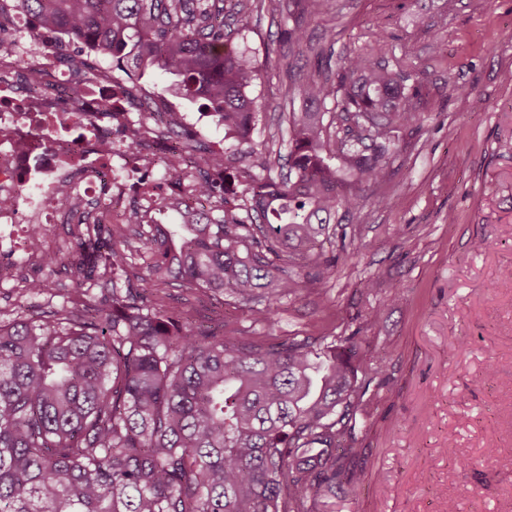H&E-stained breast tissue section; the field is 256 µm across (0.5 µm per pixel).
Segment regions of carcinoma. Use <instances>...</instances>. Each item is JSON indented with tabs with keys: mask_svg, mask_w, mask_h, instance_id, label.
I'll return each instance as SVG.
<instances>
[{
	"mask_svg": "<svg viewBox=\"0 0 512 512\" xmlns=\"http://www.w3.org/2000/svg\"><path fill=\"white\" fill-rule=\"evenodd\" d=\"M260 0H236L241 29ZM307 0H284L281 40L301 53ZM13 11L92 42L121 69L163 75L158 95L203 103L231 148L253 149L259 70L224 34L215 0H14ZM380 45L343 57L317 76L288 67V177L250 174L241 191L247 221L216 217L229 204L209 170L227 152L188 129L183 112L163 113L162 132L184 136L171 166L199 198L175 203L167 232L89 213L67 222L86 290L102 299L53 303L48 279L21 280L46 306L0 311V512H314L336 487L341 440L354 438L357 411L385 374L340 336L252 344L201 329L158 302L169 280L189 290L248 298L259 289L300 288L295 260L315 261L312 283L335 265L319 260L340 209L360 204L353 181L381 183L395 133L419 121L420 86L379 58ZM350 138L324 126L327 99ZM369 139L370 153L354 148ZM151 255L148 274L128 259Z\"/></svg>",
	"mask_w": 512,
	"mask_h": 512,
	"instance_id": "carcinoma-1",
	"label": "carcinoma"
}]
</instances>
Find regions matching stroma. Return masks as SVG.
Masks as SVG:
<instances>
[{"label":"stroma","instance_id":"stroma-1","mask_svg":"<svg viewBox=\"0 0 512 512\" xmlns=\"http://www.w3.org/2000/svg\"><path fill=\"white\" fill-rule=\"evenodd\" d=\"M282 24L279 0H264L237 41L260 71L261 152L234 173L288 172L287 142L269 140L287 62L311 73L383 38L390 68L423 87L420 120L398 131L388 181L359 183L360 206L338 212L324 245L334 276L302 281L273 322L235 295L177 283L167 302L254 343L351 336L367 364L384 365L388 383L371 386L343 444L353 489L326 493L317 512H446L450 499L460 512H512V467L497 463L512 458V286L497 282L512 266V0H309L303 52L287 59ZM480 239L487 249H474ZM380 305L382 321L366 326Z\"/></svg>","mask_w":512,"mask_h":512}]
</instances>
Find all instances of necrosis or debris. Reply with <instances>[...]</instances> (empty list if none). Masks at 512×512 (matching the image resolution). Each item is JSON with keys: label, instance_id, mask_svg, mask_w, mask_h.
Wrapping results in <instances>:
<instances>
[{"label": "necrosis or debris", "instance_id": "obj_1", "mask_svg": "<svg viewBox=\"0 0 512 512\" xmlns=\"http://www.w3.org/2000/svg\"><path fill=\"white\" fill-rule=\"evenodd\" d=\"M70 36L25 23L13 51L0 55V248L15 266L35 265L49 251L54 224L65 214L96 208L106 222L124 224L123 207L132 175L147 167L166 190L167 198L190 196V178L168 175L178 152L175 136L155 135L160 114L139 108L151 123H139V136L149 138V154L133 157L125 136L117 135L113 113L123 105L112 96V69L95 75L62 69ZM42 61L32 77L30 61ZM40 240L32 242L31 229Z\"/></svg>", "mask_w": 512, "mask_h": 512}]
</instances>
